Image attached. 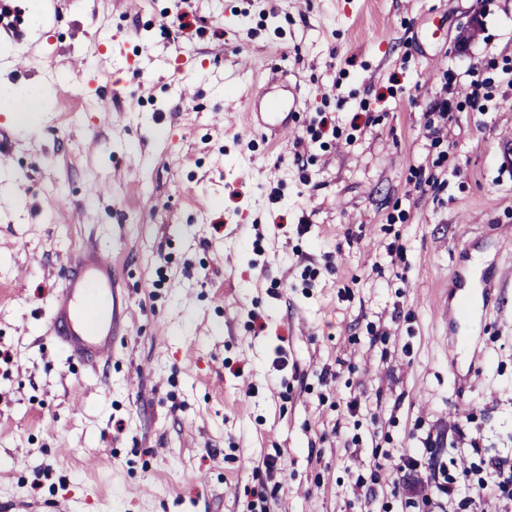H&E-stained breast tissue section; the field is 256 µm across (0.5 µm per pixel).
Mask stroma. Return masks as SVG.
I'll return each mask as SVG.
<instances>
[{
    "label": "stroma",
    "mask_w": 512,
    "mask_h": 512,
    "mask_svg": "<svg viewBox=\"0 0 512 512\" xmlns=\"http://www.w3.org/2000/svg\"><path fill=\"white\" fill-rule=\"evenodd\" d=\"M9 9L0 512H403L404 451L512 456V0ZM272 69L299 100L279 145L219 118ZM29 86L47 110L23 129ZM91 245L131 311L96 369L48 329ZM475 257L497 288L455 366L444 307ZM42 93L20 89L11 95L9 112H14L17 124L31 127L39 120L42 106Z\"/></svg>",
    "instance_id": "stroma-1"
}]
</instances>
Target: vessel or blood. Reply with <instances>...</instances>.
Wrapping results in <instances>:
<instances>
[{"instance_id": "obj_1", "label": "vessel or blood", "mask_w": 512, "mask_h": 512, "mask_svg": "<svg viewBox=\"0 0 512 512\" xmlns=\"http://www.w3.org/2000/svg\"><path fill=\"white\" fill-rule=\"evenodd\" d=\"M296 100L273 97L263 107L261 128L275 142H283L292 128L288 114ZM491 283L480 278L468 289L464 307L448 309V324L454 330L470 327L491 300ZM128 301L112 279V260L97 247L85 248L75 261L65 285L55 295L48 317L52 335L69 357L89 365L109 361L116 338L128 314Z\"/></svg>"}]
</instances>
